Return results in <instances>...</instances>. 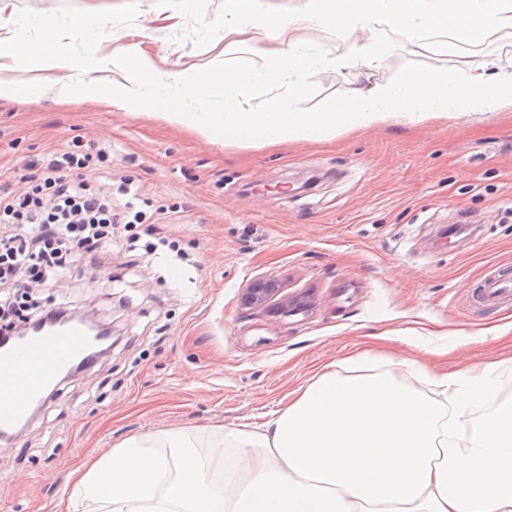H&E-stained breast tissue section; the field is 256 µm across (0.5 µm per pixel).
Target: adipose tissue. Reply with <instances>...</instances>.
Segmentation results:
<instances>
[{"label":"adipose tissue","instance_id":"obj_1","mask_svg":"<svg viewBox=\"0 0 512 512\" xmlns=\"http://www.w3.org/2000/svg\"><path fill=\"white\" fill-rule=\"evenodd\" d=\"M315 26L350 45L327 65L360 71L423 40L434 55H461L511 33L512 0H305L293 16L224 0V50L248 47L253 62L176 78L122 44L116 53L128 66L113 79L112 98L209 142L247 145L512 107V76L424 67L324 110L304 109V76L318 59L301 33ZM360 33L364 41L354 43ZM260 90L275 96L257 100ZM217 95L224 109L213 112ZM365 363L352 359L345 377L324 373L261 428L224 431L205 455L180 433L165 436L168 457L151 437L125 440L71 474L70 501L83 512H512V402L471 416L494 394L493 366L424 371L437 390L430 398L392 369L365 373Z\"/></svg>","mask_w":512,"mask_h":512}]
</instances>
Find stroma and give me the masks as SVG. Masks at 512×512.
I'll return each instance as SVG.
<instances>
[{"label":"stroma","mask_w":512,"mask_h":512,"mask_svg":"<svg viewBox=\"0 0 512 512\" xmlns=\"http://www.w3.org/2000/svg\"><path fill=\"white\" fill-rule=\"evenodd\" d=\"M81 16V30L71 24ZM169 74L220 73L249 59L224 51V0H0V173L91 137L126 178L164 207L183 253L143 262L116 238L110 255L31 288L43 306L92 308L115 322L110 354L62 383L14 440L0 442V506L66 512L74 465L134 436L207 442L282 411L328 365L355 356L413 361L436 372L494 365L490 415L512 400V303L477 300L492 269L512 274V110L467 120L399 122L327 142L210 143L186 127L108 104L112 35ZM27 39L56 67L7 55ZM102 60L87 90L84 57ZM512 72V35L434 60L394 54L356 74L319 66L304 108L433 65ZM294 180L282 193L278 182ZM257 276L303 297L277 321L239 306Z\"/></svg>","instance_id":"stroma-1"}]
</instances>
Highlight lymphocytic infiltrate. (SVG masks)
I'll list each match as a JSON object with an SVG mask.
<instances>
[{
  "mask_svg": "<svg viewBox=\"0 0 512 512\" xmlns=\"http://www.w3.org/2000/svg\"><path fill=\"white\" fill-rule=\"evenodd\" d=\"M105 146L72 140L34 161L33 175L0 182V335L15 322L63 315L43 308L29 290L48 287L94 249L110 245L116 225L145 218L146 204L132 182L113 186Z\"/></svg>",
  "mask_w": 512,
  "mask_h": 512,
  "instance_id": "lymphocytic-infiltrate-1",
  "label": "lymphocytic infiltrate"
}]
</instances>
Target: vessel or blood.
Returning <instances> with one entry per match:
<instances>
[{"mask_svg": "<svg viewBox=\"0 0 512 512\" xmlns=\"http://www.w3.org/2000/svg\"><path fill=\"white\" fill-rule=\"evenodd\" d=\"M481 300L512 301V280L488 276ZM93 339L79 323H67L23 340L0 342V434L11 435L45 404L70 367L91 366Z\"/></svg>", "mask_w": 512, "mask_h": 512, "instance_id": "vessel-or-blood-1", "label": "vessel or blood"}]
</instances>
